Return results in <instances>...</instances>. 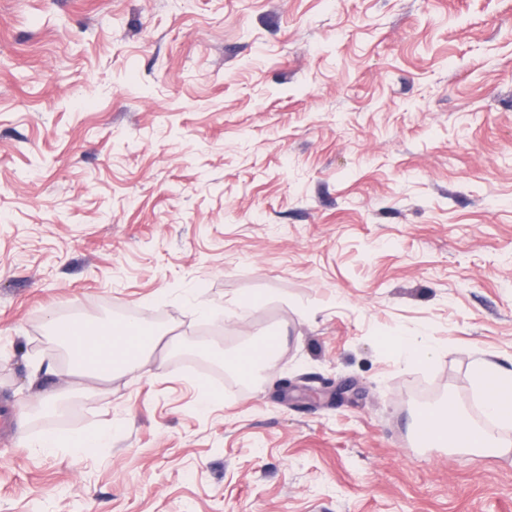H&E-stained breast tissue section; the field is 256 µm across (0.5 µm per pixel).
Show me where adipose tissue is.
Listing matches in <instances>:
<instances>
[{
    "instance_id": "1",
    "label": "adipose tissue",
    "mask_w": 512,
    "mask_h": 512,
    "mask_svg": "<svg viewBox=\"0 0 512 512\" xmlns=\"http://www.w3.org/2000/svg\"><path fill=\"white\" fill-rule=\"evenodd\" d=\"M66 332H55V340L69 351L73 367L99 377L130 370L139 357L151 352L159 336L119 321L84 325L67 321ZM472 377L484 397L487 416L500 424L512 423V375L500 373L490 363L477 360ZM420 424L430 425L434 441L483 453H500L505 446L493 434L472 423L457 405L448 403L422 414Z\"/></svg>"
}]
</instances>
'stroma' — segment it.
Returning <instances> with one entry per match:
<instances>
[{
  "mask_svg": "<svg viewBox=\"0 0 512 512\" xmlns=\"http://www.w3.org/2000/svg\"><path fill=\"white\" fill-rule=\"evenodd\" d=\"M66 318L162 340L76 376ZM476 358L512 371V0H0V512H512V452L413 432L481 414ZM278 340V348L274 354H263V342L250 344L238 350L233 357L232 367L235 373L245 379H253L260 376L264 367L275 360L281 346V338ZM387 344L391 354L404 363L424 362L436 352V348L428 338L390 336Z\"/></svg>",
  "mask_w": 512,
  "mask_h": 512,
  "instance_id": "35a3bbf8",
  "label": "stroma"
}]
</instances>
